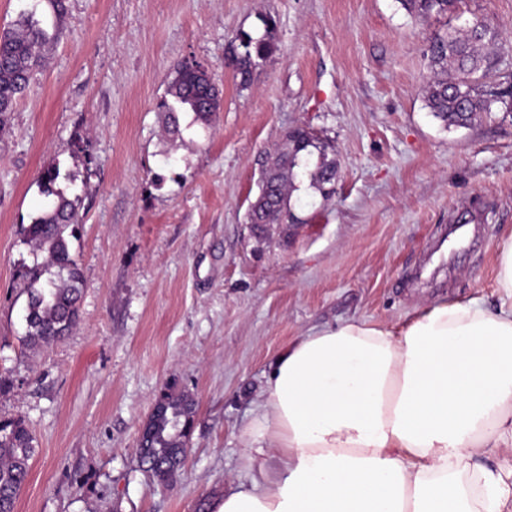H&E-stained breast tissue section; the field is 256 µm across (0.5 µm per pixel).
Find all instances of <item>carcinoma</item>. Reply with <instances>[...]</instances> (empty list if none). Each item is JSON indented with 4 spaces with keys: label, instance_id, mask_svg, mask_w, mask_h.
<instances>
[{
    "label": "carcinoma",
    "instance_id": "carcinoma-1",
    "mask_svg": "<svg viewBox=\"0 0 512 512\" xmlns=\"http://www.w3.org/2000/svg\"><path fill=\"white\" fill-rule=\"evenodd\" d=\"M419 21L455 13L457 0H398ZM260 37L242 31L229 64L240 84L249 83L253 69L274 50V23L263 20ZM499 34L484 17H475L463 29L448 26L430 41L427 57L431 77L425 87L426 107L446 127H465L484 112H512V78L493 74L488 48ZM49 41L36 11L21 14L15 27L0 34V125L12 111L42 61ZM221 93L208 72L184 63L175 68L159 108L166 130L181 134L180 114H193L192 122L208 126L220 112ZM331 145L304 126L286 134L285 144L262 171L261 188L248 212V222L263 230L265 224H287L293 214L292 192L305 177L309 187L328 199L336 193V159ZM60 168L50 166L39 176L46 208L24 228V240L34 256L27 280L25 343L34 349L55 342L76 324L80 301V272L71 252V239L79 230L77 201L59 188ZM195 404L189 396L165 392L144 424L139 440V463L156 479L176 477L188 448ZM35 438L22 419L0 421V512H14L15 502L35 451Z\"/></svg>",
    "mask_w": 512,
    "mask_h": 512
}]
</instances>
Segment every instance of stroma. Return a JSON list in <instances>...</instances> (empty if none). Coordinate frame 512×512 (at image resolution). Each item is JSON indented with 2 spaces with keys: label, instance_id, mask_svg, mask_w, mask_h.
I'll use <instances>...</instances> for the list:
<instances>
[{
  "label": "stroma",
  "instance_id": "obj_1",
  "mask_svg": "<svg viewBox=\"0 0 512 512\" xmlns=\"http://www.w3.org/2000/svg\"><path fill=\"white\" fill-rule=\"evenodd\" d=\"M0 0V29L36 8L47 60L0 128V420L35 436L15 512H199L244 474L242 433L279 353L356 317L404 320L431 303L491 295L512 237V112L444 127L429 112L425 49L488 18L512 75V0H459L418 22L398 0ZM276 22L248 87L228 67L239 31ZM200 62L223 91L210 126L168 138L158 103L174 69ZM306 126L333 145L336 192L295 190L293 227L257 235L248 204L268 154ZM83 139L87 157L75 153ZM59 165L78 197L79 319L36 353L26 333L23 229L38 177ZM470 239L438 254L462 212ZM196 402L174 482L139 465L165 391Z\"/></svg>",
  "mask_w": 512,
  "mask_h": 512
}]
</instances>
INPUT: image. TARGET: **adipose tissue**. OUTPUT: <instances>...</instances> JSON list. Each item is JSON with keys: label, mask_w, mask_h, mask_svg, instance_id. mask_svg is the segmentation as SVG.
Returning a JSON list of instances; mask_svg holds the SVG:
<instances>
[{"label": "adipose tissue", "mask_w": 512, "mask_h": 512, "mask_svg": "<svg viewBox=\"0 0 512 512\" xmlns=\"http://www.w3.org/2000/svg\"><path fill=\"white\" fill-rule=\"evenodd\" d=\"M494 289L492 307L296 337L243 431L246 479L215 512H512V238Z\"/></svg>", "instance_id": "adipose-tissue-1"}]
</instances>
